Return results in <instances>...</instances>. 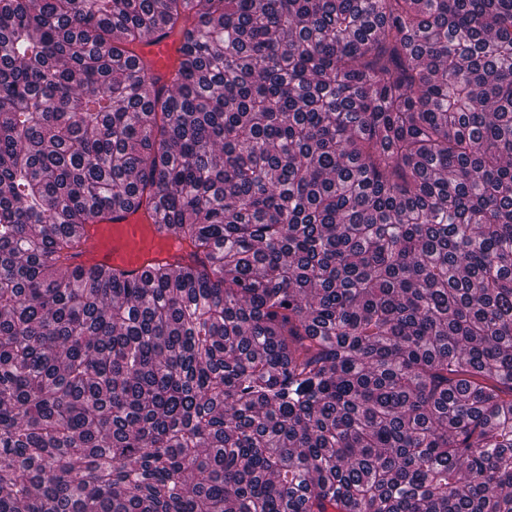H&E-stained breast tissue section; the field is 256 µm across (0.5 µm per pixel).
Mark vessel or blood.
Here are the masks:
<instances>
[{
  "label": "vessel or blood",
  "mask_w": 512,
  "mask_h": 512,
  "mask_svg": "<svg viewBox=\"0 0 512 512\" xmlns=\"http://www.w3.org/2000/svg\"><path fill=\"white\" fill-rule=\"evenodd\" d=\"M173 38L155 35L139 51L152 73L167 78L177 57ZM84 249L73 259L74 265H106L129 275L153 264L174 268L192 262L190 248L152 224L146 208L130 209L114 204L106 218L83 228Z\"/></svg>",
  "instance_id": "vessel-or-blood-1"
}]
</instances>
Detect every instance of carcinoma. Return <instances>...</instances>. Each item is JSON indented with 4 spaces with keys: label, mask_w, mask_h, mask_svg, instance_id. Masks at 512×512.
Masks as SVG:
<instances>
[{
    "label": "carcinoma",
    "mask_w": 512,
    "mask_h": 512,
    "mask_svg": "<svg viewBox=\"0 0 512 512\" xmlns=\"http://www.w3.org/2000/svg\"><path fill=\"white\" fill-rule=\"evenodd\" d=\"M0 512H512V0H0ZM178 44L169 36L157 34L141 47L138 55L149 64L152 73L165 82L177 57ZM84 249L72 260L74 266L106 265L134 275L149 265L177 268L193 261L191 249L151 224L145 205L129 209L114 204L104 219L83 228Z\"/></svg>",
    "instance_id": "cac0c4a2"
}]
</instances>
